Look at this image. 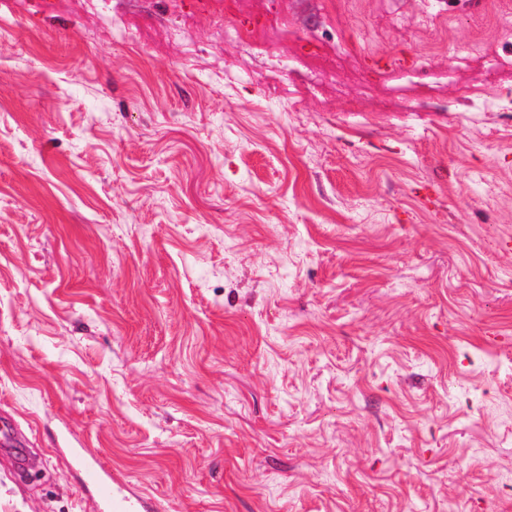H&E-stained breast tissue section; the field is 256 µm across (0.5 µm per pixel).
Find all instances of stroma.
Masks as SVG:
<instances>
[{
	"instance_id": "1",
	"label": "stroma",
	"mask_w": 512,
	"mask_h": 512,
	"mask_svg": "<svg viewBox=\"0 0 512 512\" xmlns=\"http://www.w3.org/2000/svg\"><path fill=\"white\" fill-rule=\"evenodd\" d=\"M489 6L0 0V512H512ZM69 464L82 474L85 486L98 492L97 510L99 512H150L152 503L123 492L120 483L108 477L102 466L91 462L82 452L74 451Z\"/></svg>"
}]
</instances>
